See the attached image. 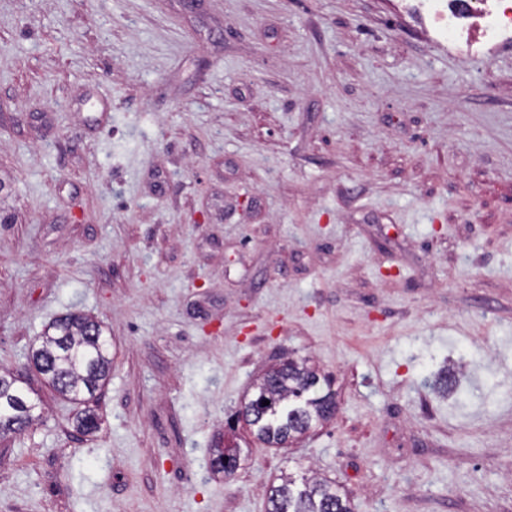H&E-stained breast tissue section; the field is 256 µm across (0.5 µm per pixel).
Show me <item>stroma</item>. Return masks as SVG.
I'll return each mask as SVG.
<instances>
[{
	"label": "stroma",
	"instance_id": "stroma-1",
	"mask_svg": "<svg viewBox=\"0 0 512 512\" xmlns=\"http://www.w3.org/2000/svg\"><path fill=\"white\" fill-rule=\"evenodd\" d=\"M69 311L111 343L86 402L27 368ZM302 357L336 415L265 447L241 401ZM1 366L40 406L0 512H267L283 471L354 512H512V31L438 33L426 0H0Z\"/></svg>",
	"mask_w": 512,
	"mask_h": 512
}]
</instances>
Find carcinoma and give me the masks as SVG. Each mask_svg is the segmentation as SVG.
Here are the masks:
<instances>
[{
  "label": "carcinoma",
  "instance_id": "carcinoma-1",
  "mask_svg": "<svg viewBox=\"0 0 512 512\" xmlns=\"http://www.w3.org/2000/svg\"><path fill=\"white\" fill-rule=\"evenodd\" d=\"M102 323L80 312L55 318L40 336L39 352L52 374L53 389L63 396L94 397L112 370L111 345L103 340ZM321 375L306 359H290L271 367L256 385L255 399L269 401L266 410L252 406V433L262 442L282 447L326 421L336 405L335 393L321 392ZM26 396L10 372L0 371V439L16 435L17 421L27 416ZM239 462L225 450L212 449L210 468L227 477ZM269 512H352L348 497L333 482L315 476L296 483L292 475L269 490Z\"/></svg>",
  "mask_w": 512,
  "mask_h": 512
}]
</instances>
